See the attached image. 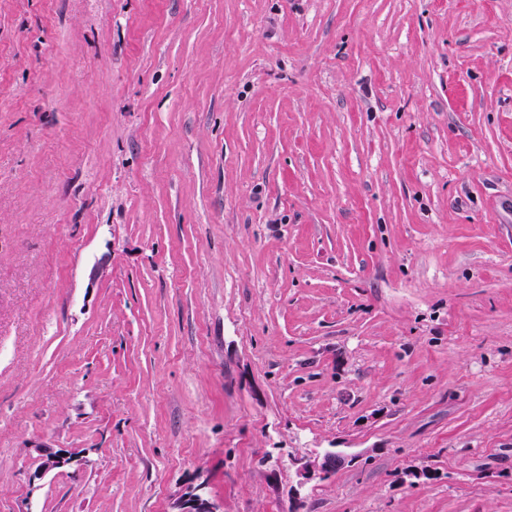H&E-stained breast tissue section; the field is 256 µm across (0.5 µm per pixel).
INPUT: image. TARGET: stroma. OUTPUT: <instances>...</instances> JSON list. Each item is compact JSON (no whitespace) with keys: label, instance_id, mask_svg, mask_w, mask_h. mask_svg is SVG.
Instances as JSON below:
<instances>
[{"label":"stroma","instance_id":"obj_1","mask_svg":"<svg viewBox=\"0 0 512 512\" xmlns=\"http://www.w3.org/2000/svg\"><path fill=\"white\" fill-rule=\"evenodd\" d=\"M200 485L512 512V0H0V512ZM38 466L34 473L35 478H42L50 473L59 471L67 466L71 457L66 456L64 450L54 451L51 448H39ZM352 458L337 453L335 451H326L322 456L317 457L313 462H302L298 460V474L305 480L318 478H328L346 463H351Z\"/></svg>","mask_w":512,"mask_h":512}]
</instances>
